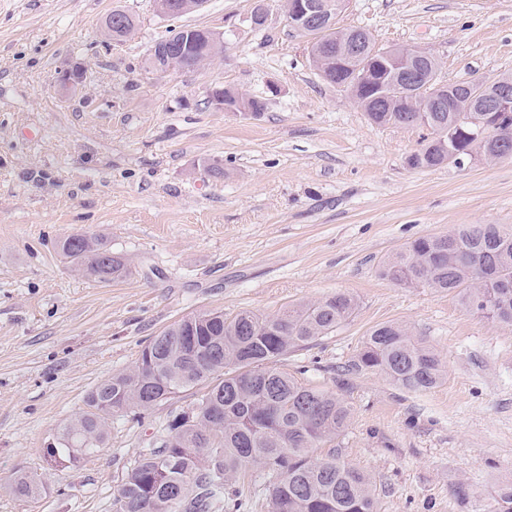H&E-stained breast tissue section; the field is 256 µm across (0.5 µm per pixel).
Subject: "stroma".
<instances>
[{
  "instance_id": "35a3bbf8",
  "label": "stroma",
  "mask_w": 512,
  "mask_h": 512,
  "mask_svg": "<svg viewBox=\"0 0 512 512\" xmlns=\"http://www.w3.org/2000/svg\"><path fill=\"white\" fill-rule=\"evenodd\" d=\"M256 5L207 0L182 22L219 34L223 52L159 72L144 60L172 22L153 0H0V512H112L126 468L193 394L113 418L79 466L50 461L46 446L166 326L203 310L274 315L336 292L356 299L351 317L280 363L351 407L339 452L375 478L378 512H494L512 487V325L379 273L421 236L512 231V159L411 168L422 130L371 123L309 65L281 0H266L260 28ZM116 8L136 27L109 41ZM339 20L384 47L431 49L451 82L512 74V0H349ZM69 66L86 72L76 93L59 81ZM215 88L266 98V110H217ZM71 234L101 236L133 274L83 276L57 247ZM390 323L439 356L440 385L343 374ZM21 472L41 496L11 493ZM226 491L241 512L269 510L258 469Z\"/></svg>"
}]
</instances>
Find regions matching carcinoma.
Returning a JSON list of instances; mask_svg holds the SVG:
<instances>
[{
	"label": "carcinoma",
	"instance_id": "cac0c4a2",
	"mask_svg": "<svg viewBox=\"0 0 512 512\" xmlns=\"http://www.w3.org/2000/svg\"><path fill=\"white\" fill-rule=\"evenodd\" d=\"M314 66L328 70V82L341 88L376 125L399 126L410 110L434 103V87H448L447 112L434 118L441 135L467 155L469 140L456 117L467 111L473 93L467 83H448L440 64L427 53L418 73L388 79L374 68L381 48L359 29L320 25L307 32ZM360 42L347 57L338 48ZM512 97V75L487 85L480 96ZM497 163L512 158V129L499 134ZM410 167L443 165L438 142L427 134L409 157ZM61 254L87 278L110 283L130 272L128 259L112 253L97 237L69 235ZM380 275L409 288L457 292L462 304L494 322L512 324V233L497 224H464L444 237L423 236L385 258ZM347 293L333 295L266 316L243 310L233 316L199 311L166 326L140 350L128 371L100 380L87 394L86 409L63 425L48 448L51 460L78 466L108 438L109 421L119 415L140 418L161 403L201 386L202 394L182 414H171L160 435L163 447L142 453L122 477L113 512H213L224 506L227 482L257 467L271 478L269 512H377L373 477L320 445L339 439L352 418L335 393L310 386L277 366L288 351L326 336L355 311ZM348 373L379 372L395 384L425 391L444 380L438 356L408 328L384 324L364 337ZM44 487L18 474L11 491L36 498Z\"/></svg>",
	"mask_w": 512,
	"mask_h": 512
}]
</instances>
